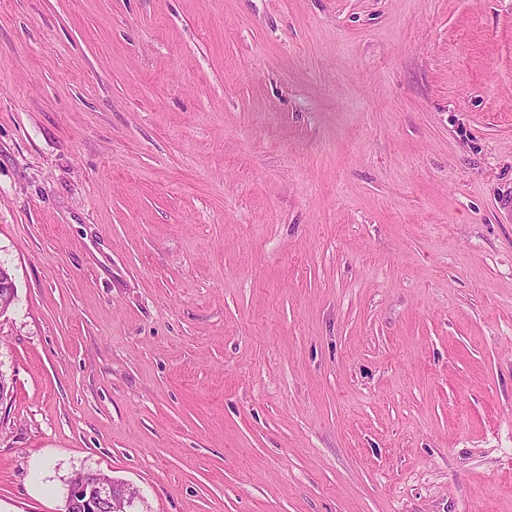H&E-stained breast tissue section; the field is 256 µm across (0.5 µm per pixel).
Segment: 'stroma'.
<instances>
[{
  "label": "stroma",
  "mask_w": 512,
  "mask_h": 512,
  "mask_svg": "<svg viewBox=\"0 0 512 512\" xmlns=\"http://www.w3.org/2000/svg\"><path fill=\"white\" fill-rule=\"evenodd\" d=\"M0 512H512V0H0ZM110 483L103 481H77L69 485L67 506L72 512H87L88 509L99 511L101 506L111 499Z\"/></svg>",
  "instance_id": "stroma-1"
}]
</instances>
